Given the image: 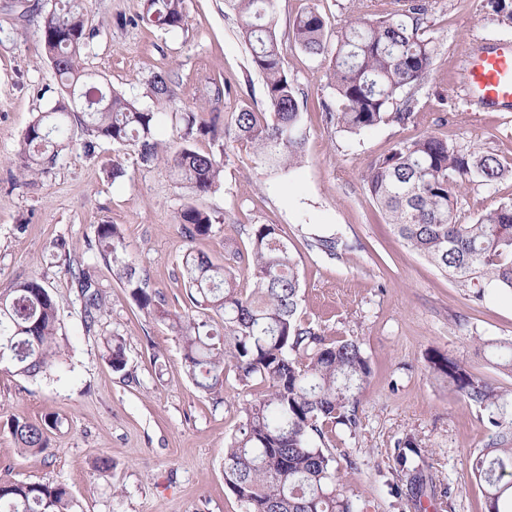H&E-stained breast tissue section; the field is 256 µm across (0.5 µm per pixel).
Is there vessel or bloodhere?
Here are the masks:
<instances>
[{"label": "vessel or blood", "mask_w": 512, "mask_h": 512, "mask_svg": "<svg viewBox=\"0 0 512 512\" xmlns=\"http://www.w3.org/2000/svg\"><path fill=\"white\" fill-rule=\"evenodd\" d=\"M466 87L478 111H511L512 41L494 42L470 53Z\"/></svg>", "instance_id": "1"}]
</instances>
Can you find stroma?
<instances>
[{"instance_id": "obj_1", "label": "stroma", "mask_w": 512, "mask_h": 512, "mask_svg": "<svg viewBox=\"0 0 512 512\" xmlns=\"http://www.w3.org/2000/svg\"><path fill=\"white\" fill-rule=\"evenodd\" d=\"M313 2L333 33L361 0H275L288 72L307 100L302 166L268 175L253 157L234 156L219 188L198 197L164 167L143 164L108 141L91 155L63 151L34 182L20 178L14 159L21 135L61 92L36 22L53 0H0V289L30 279L49 288L59 306L62 349L47 375L0 372V480L66 485L74 512H241L224 484V448L243 403L258 389L231 379L222 402L200 393L184 371L176 334L136 306L92 242L97 225H119L125 260L180 315L188 306L181 275L187 250L220 261L247 247L251 225L274 224L295 246L302 315L328 337L358 340L370 363L358 428L338 431L335 440L347 495L361 512H482L469 465L490 440L486 417L433 378L427 355L436 349L461 358L512 390V378L489 365L476 344L512 339V294L491 285L476 293L408 248L362 175L396 142L424 134L512 164V112L471 111L464 85L469 49L512 40V27L495 19L486 0H424L425 35L435 54L413 119L352 135L326 124L322 104L332 91L324 62L292 40L294 20ZM87 7L96 35L83 54L86 69L140 107H153L149 82L166 72L181 88L198 91V111H264L263 82L248 70L247 47L224 0H185L186 25L169 34L139 21L143 0H87ZM214 79L231 84L226 102L204 95ZM116 161L124 170L117 179ZM510 201L512 176L468 184L458 215L467 223ZM188 204L217 217L208 237L192 241L182 233L178 215ZM331 227L349 244L335 257L311 246L313 235ZM71 265L94 271L105 302L90 331ZM112 335L125 340L120 372L104 348ZM15 417L52 421L49 454L19 452L8 427ZM404 438L425 461L428 483L418 500L405 493L393 457ZM101 457L112 461L104 475L95 467Z\"/></svg>"}]
</instances>
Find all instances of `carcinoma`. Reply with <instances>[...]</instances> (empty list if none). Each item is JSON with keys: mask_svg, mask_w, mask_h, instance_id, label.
<instances>
[{"mask_svg": "<svg viewBox=\"0 0 512 512\" xmlns=\"http://www.w3.org/2000/svg\"><path fill=\"white\" fill-rule=\"evenodd\" d=\"M228 2L249 47V66L263 80L266 111L187 112L175 128L179 148L164 153L157 136L166 106L178 97L170 75L160 72L151 80L152 109L106 90L82 66L83 51L96 35L85 0H55L37 25L63 94L22 134L17 153L21 174L33 178L43 173L62 151L76 145L90 154L97 140L134 148L142 163L164 166L197 196L219 186L234 149L251 152L271 171L301 164L304 100L284 66L273 0ZM490 4L499 21L512 26V0ZM392 5L381 15L365 10L347 17L333 51L317 7H309L293 24L294 43L304 53L328 60L325 75L334 101L323 104L326 121L350 134L389 122L407 123L433 66L434 50L424 37L426 5L420 0H392ZM141 19L167 33L181 30L186 24L184 0H144ZM75 125L85 135L80 143L71 134ZM202 137L215 149H197L194 142ZM508 174L512 166L493 153L427 134L397 142L368 167L364 181L397 236L437 269L475 288L493 284L512 291V202L471 223H462L457 215L464 184L491 185ZM216 222L212 213L194 205L179 213L182 233L191 241L208 236ZM95 247L112 257L113 275L137 307L169 321L181 343L185 372L204 394L218 397L229 372L245 388L266 387L241 408L239 427L224 448V482L243 512H359L340 489L336 453L325 439L329 424L357 429L370 364L359 342L329 339L301 316L298 262L288 238L273 224H255L246 254L237 252L222 264L188 250L182 277L193 314L175 318L157 307L137 268L120 260L125 240L118 225H98ZM313 247L330 256L349 249L336 232L314 238ZM243 261L250 289L239 287L233 270ZM69 272L89 330L102 309L98 282L88 269ZM58 321L57 302L41 282L26 280L1 290L0 338L10 339L12 356L0 360V372L35 378L49 371L60 354ZM489 346L497 350L494 368L512 378V340ZM107 352L112 369L124 370L122 337L107 341ZM428 362L436 379L487 416L493 437L477 453L471 475L482 490V512H502L500 504L512 500V399L460 358L435 352ZM48 427L47 422L18 417L9 424L23 454L48 452ZM396 450L407 485L423 493L422 469L408 466L420 449L405 440L397 442ZM0 512H73V502L61 484L0 482Z\"/></svg>", "mask_w": 512, "mask_h": 512, "instance_id": "carcinoma-1", "label": "carcinoma"}]
</instances>
